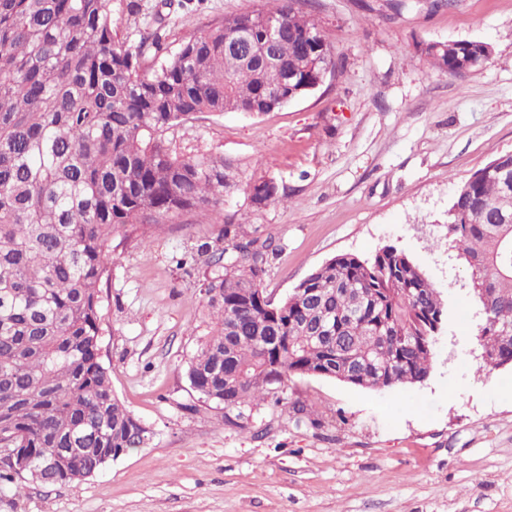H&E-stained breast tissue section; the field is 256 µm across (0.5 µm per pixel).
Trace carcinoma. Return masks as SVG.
Here are the masks:
<instances>
[{
    "mask_svg": "<svg viewBox=\"0 0 512 512\" xmlns=\"http://www.w3.org/2000/svg\"><path fill=\"white\" fill-rule=\"evenodd\" d=\"M297 4L214 20L154 69L159 35L118 37L112 0H0V448L27 463L23 472L1 465L0 486L85 480L153 440L102 360L105 250L128 226L223 200L224 161L172 154L167 130L201 112L279 109L336 67L324 36L315 64L299 54L302 34L318 27ZM266 20L285 29L275 65L265 60ZM243 32L251 46L230 54L226 44ZM488 48L453 40L420 51L458 75ZM491 167L512 175V154L458 186L460 218H448L473 296L490 310L478 337L489 371L512 368V190ZM279 200L271 181L250 188L255 208ZM277 251L274 237L227 221L222 238L188 254L209 268L211 332L185 367L203 402L226 412L282 406L295 424L317 426L307 404L284 396L287 377L363 389L429 378L445 305L408 254L386 245L370 258L337 255L274 302L263 279Z\"/></svg>",
    "mask_w": 512,
    "mask_h": 512,
    "instance_id": "obj_1",
    "label": "carcinoma"
}]
</instances>
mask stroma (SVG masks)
<instances>
[{"label": "stroma", "instance_id": "stroma-1", "mask_svg": "<svg viewBox=\"0 0 512 512\" xmlns=\"http://www.w3.org/2000/svg\"><path fill=\"white\" fill-rule=\"evenodd\" d=\"M316 0L312 16L340 66L272 112H204L168 130L177 155L220 158L233 185L213 209L115 236L100 285L102 360L112 388L154 440L79 482L0 488V512H512V368L481 369L480 308L448 243L457 187L512 153V0ZM261 0H114V27L138 41L164 15L167 44ZM489 43L482 68L441 72L419 44ZM273 181L287 203L251 206ZM280 250L263 288L278 300L343 253L389 244L447 305L434 370L421 385L370 390L291 376L285 395L321 428L267 404L243 426L199 402L184 367L210 330L200 266L178 261L221 237L224 218Z\"/></svg>", "mask_w": 512, "mask_h": 512}]
</instances>
